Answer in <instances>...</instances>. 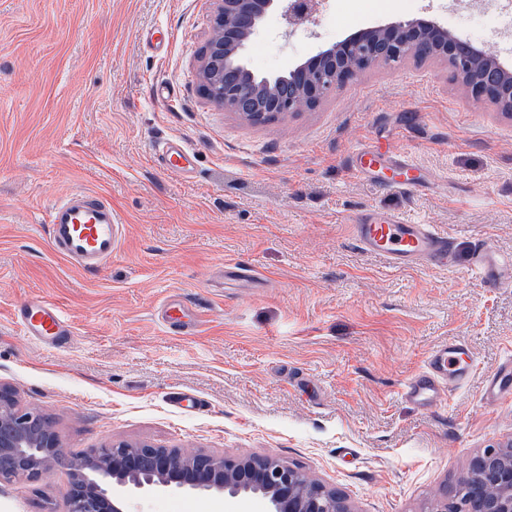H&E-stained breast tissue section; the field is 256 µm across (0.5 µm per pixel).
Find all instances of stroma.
Wrapping results in <instances>:
<instances>
[{
  "label": "stroma",
  "instance_id": "35a3bbf8",
  "mask_svg": "<svg viewBox=\"0 0 512 512\" xmlns=\"http://www.w3.org/2000/svg\"><path fill=\"white\" fill-rule=\"evenodd\" d=\"M214 11V0H0V385L72 457L120 443L261 455L354 512H432L476 455L512 440V396L483 401L512 359V280L488 285L471 268L478 244L512 257V118L474 102L446 62L409 60L249 123L201 87ZM441 13L438 0L364 12L321 0L311 32L282 40L271 15L247 57L268 73L265 45L286 70L315 44ZM166 140L192 152L190 174L160 163ZM363 145L406 156L421 185L357 177ZM76 188L124 224L93 273L49 245L48 213ZM390 213L448 235L449 265L398 270L358 249L351 219ZM234 265L246 276H227ZM172 295L188 308L180 327L161 318ZM37 298L69 317L66 344L15 321ZM446 340L471 355L470 378L421 409L402 388ZM69 489L62 468L0 480V512H65Z\"/></svg>",
  "mask_w": 512,
  "mask_h": 512
}]
</instances>
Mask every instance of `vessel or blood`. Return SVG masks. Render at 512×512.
<instances>
[{
    "label": "vessel or blood",
    "instance_id": "1",
    "mask_svg": "<svg viewBox=\"0 0 512 512\" xmlns=\"http://www.w3.org/2000/svg\"><path fill=\"white\" fill-rule=\"evenodd\" d=\"M411 167V162L397 154L367 146L357 149L354 155L353 172L361 177L376 171H404ZM47 224L53 251L94 272L111 259L119 241L121 218L105 198L74 190L53 205ZM353 241L361 250L395 268L421 264L444 267L452 249L447 236L434 225L412 224L395 214L372 223L355 220ZM473 270L483 282L495 284L502 277V262L493 250L479 244L473 249ZM15 318L26 335L42 342L59 343L71 334L62 311L47 301L20 307ZM459 355V348L447 342L432 350L423 370L404 385V397L422 408L441 403L450 387L465 384L469 378L468 369L460 365ZM511 392L512 360L503 364L487 385L484 399L493 404Z\"/></svg>",
    "mask_w": 512,
    "mask_h": 512
}]
</instances>
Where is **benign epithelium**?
I'll list each match as a JSON object with an SVG mask.
<instances>
[{
    "mask_svg": "<svg viewBox=\"0 0 512 512\" xmlns=\"http://www.w3.org/2000/svg\"><path fill=\"white\" fill-rule=\"evenodd\" d=\"M217 33L208 40L200 58L199 77L206 81L209 57L220 55L237 69L242 82L210 94L220 108L235 109L242 96L275 93L284 74L258 75L246 59L248 39L263 25L266 15L276 12L285 21L284 37L306 28L313 21L317 0H216ZM385 40L394 46L392 66L422 54L425 45L437 47L433 59L452 64L461 79L478 97L512 117V64L483 47L460 51L463 40L433 17L391 21L367 28L343 42L320 49L310 59L287 70L303 79L300 91L276 103L279 112H260L248 118L253 124L276 115L288 116L315 106L339 92L363 71L380 64L374 44ZM46 418L15 407L12 393L0 387V457L8 455L12 466L0 478L37 481L62 463V448L56 431ZM140 447L124 444L99 448L84 456L80 469L71 473L67 512H126L127 500L136 492L207 495L228 493L261 497L266 512H352L343 495L325 487L306 473L280 461L261 456L237 460L178 449H155L156 467L143 475L138 470ZM476 471L470 488L483 512H512V441L504 448H488L475 457Z\"/></svg>",
    "mask_w": 512,
    "mask_h": 512,
    "instance_id": "benign-epithelium-1",
    "label": "benign epithelium"
}]
</instances>
